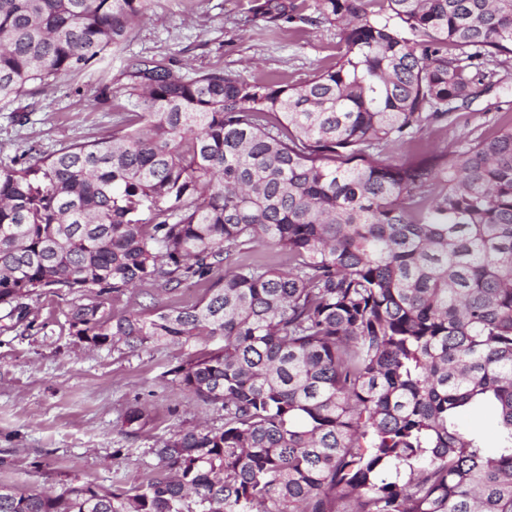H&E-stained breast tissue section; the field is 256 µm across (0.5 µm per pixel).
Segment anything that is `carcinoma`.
I'll return each instance as SVG.
<instances>
[{"label":"carcinoma","mask_w":512,"mask_h":512,"mask_svg":"<svg viewBox=\"0 0 512 512\" xmlns=\"http://www.w3.org/2000/svg\"><path fill=\"white\" fill-rule=\"evenodd\" d=\"M146 3L0 0V102L101 65ZM309 8L339 36L311 79L130 57L111 135L0 166V304L80 294L94 346L198 345L172 382L224 410L130 491L1 487L0 512H512V117L382 156L485 93L512 0ZM193 279L191 306H119ZM481 410L493 454L458 425ZM248 262L258 261L272 267L285 269L288 267V255L267 246H258L244 256Z\"/></svg>","instance_id":"cac0c4a2"}]
</instances>
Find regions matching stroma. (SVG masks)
<instances>
[{"label": "stroma", "mask_w": 512, "mask_h": 512, "mask_svg": "<svg viewBox=\"0 0 512 512\" xmlns=\"http://www.w3.org/2000/svg\"><path fill=\"white\" fill-rule=\"evenodd\" d=\"M254 6L255 0H149L104 68L62 76L20 106L0 103V163L111 133L118 113L133 109L119 92L123 61L131 56L175 61L189 77L224 70L251 82L290 84L309 80L332 61L335 27L273 22ZM484 71L487 92L460 107L455 123L429 126L413 144L386 147L385 155L402 162L417 152L459 150L491 130L498 113H512V57L491 59ZM105 84L114 93L102 107L93 99ZM205 289L202 282L172 292L148 283L122 304L130 310L148 303L187 306ZM76 300L73 294L35 295L21 318L0 304V485L58 494L81 485L128 490L153 473L157 440L224 423L223 411L170 383L188 348L150 343L133 351L83 342L66 322ZM135 407L142 420L132 433L123 418Z\"/></svg>", "instance_id": "obj_1"}]
</instances>
